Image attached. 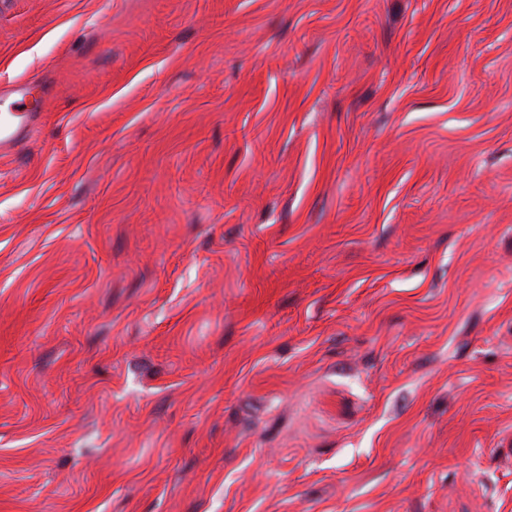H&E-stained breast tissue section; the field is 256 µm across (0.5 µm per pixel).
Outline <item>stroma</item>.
<instances>
[{
  "instance_id": "obj_1",
  "label": "stroma",
  "mask_w": 512,
  "mask_h": 512,
  "mask_svg": "<svg viewBox=\"0 0 512 512\" xmlns=\"http://www.w3.org/2000/svg\"><path fill=\"white\" fill-rule=\"evenodd\" d=\"M0 512H512V0H0ZM38 112L0 114V153L17 146L30 132Z\"/></svg>"
}]
</instances>
